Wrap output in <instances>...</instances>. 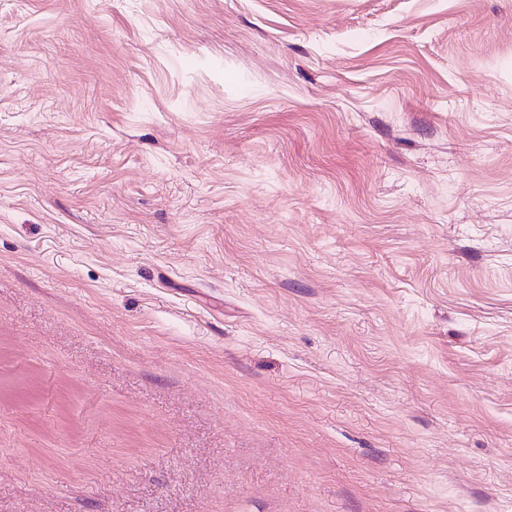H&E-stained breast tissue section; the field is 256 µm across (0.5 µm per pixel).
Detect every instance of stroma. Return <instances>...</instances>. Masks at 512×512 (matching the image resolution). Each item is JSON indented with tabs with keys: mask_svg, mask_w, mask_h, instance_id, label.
<instances>
[{
	"mask_svg": "<svg viewBox=\"0 0 512 512\" xmlns=\"http://www.w3.org/2000/svg\"><path fill=\"white\" fill-rule=\"evenodd\" d=\"M0 512H512V0H0Z\"/></svg>",
	"mask_w": 512,
	"mask_h": 512,
	"instance_id": "1",
	"label": "stroma"
}]
</instances>
